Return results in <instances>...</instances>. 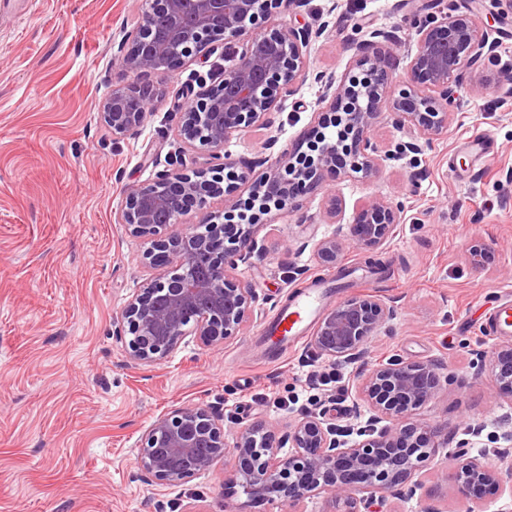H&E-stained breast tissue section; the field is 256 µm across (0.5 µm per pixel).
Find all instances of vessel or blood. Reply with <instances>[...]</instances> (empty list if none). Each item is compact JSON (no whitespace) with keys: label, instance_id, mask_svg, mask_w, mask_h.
<instances>
[{"label":"vessel or blood","instance_id":"obj_1","mask_svg":"<svg viewBox=\"0 0 512 512\" xmlns=\"http://www.w3.org/2000/svg\"><path fill=\"white\" fill-rule=\"evenodd\" d=\"M334 292L326 284H315L298 292L262 329L261 344H275L278 354L297 345ZM490 330L498 336L512 335V297L496 307L488 319Z\"/></svg>","mask_w":512,"mask_h":512}]
</instances>
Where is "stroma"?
Here are the masks:
<instances>
[{
    "label": "stroma",
    "mask_w": 512,
    "mask_h": 512,
    "mask_svg": "<svg viewBox=\"0 0 512 512\" xmlns=\"http://www.w3.org/2000/svg\"><path fill=\"white\" fill-rule=\"evenodd\" d=\"M142 13L143 0H16L0 9V512H278L226 495L230 457L176 486L137 480L140 438L158 416L188 403L222 409L229 442L253 422L284 429L307 411L325 413L340 430L365 425L368 407L335 404L324 392L303 397L307 365H329L310 342L274 361L253 339L300 289L374 258L384 263L376 282L338 293L374 295L396 310L371 337L367 367L436 363L447 381L418 419L447 425L453 443L468 426L483 425L471 454L496 465L490 449L504 443L500 422L512 420V400L496 395L475 360L499 345L487 320L512 293V182L505 179L512 99L501 89L512 63V14L494 23L497 60L472 73V96L418 166L385 160L370 177H338L301 210L264 225L262 259L237 271L259 297L240 335L215 351L189 337L161 363L142 365L126 358L112 318L158 271L115 212L125 188L154 179L173 153L185 172L212 166L207 149H180L177 103L199 77L223 72L236 56L235 47L220 48L150 77L152 115L138 132L113 138L101 105L132 79L116 53ZM411 18L408 0H305L298 13L278 16L282 26L326 25L308 51L311 77L275 113L272 128L232 136L226 154L257 176L270 135L283 149L318 134L326 105L313 74L342 80L367 31L403 37ZM476 136L493 149L472 168L461 146ZM333 196L341 204L336 224L351 223L368 198L402 202L396 236L375 253L350 250L337 267L320 266L315 245L336 224L319 215ZM477 243L490 248L481 267L468 260ZM274 393L298 403L276 409ZM447 474L442 454L417 473V494L389 500L388 512H512L506 493L478 505L459 499Z\"/></svg>",
    "instance_id": "1"
}]
</instances>
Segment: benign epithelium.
Instances as JSON below:
<instances>
[{
  "mask_svg": "<svg viewBox=\"0 0 512 512\" xmlns=\"http://www.w3.org/2000/svg\"><path fill=\"white\" fill-rule=\"evenodd\" d=\"M485 15L512 11V0H480ZM304 0H145L141 23L124 32L118 59L135 76L172 71L182 62L219 45L240 44L236 62L212 86L192 94L179 112L177 140L185 148L205 147L220 166L186 173L178 159L151 182L126 188L115 223L147 244L143 258L167 272L131 295L112 323L127 358L157 364L187 336L215 349L240 333L259 297L236 277L241 264L262 258L256 232L272 211L298 209L319 190L326 177L354 172L368 175L385 158L413 155L448 129L466 89L463 72L495 57L492 26L457 10L446 0L434 12H414L407 43L391 39L392 48L407 46L410 62L403 86L389 91L392 54L357 45L356 72L333 84L325 74L314 80L333 89L322 125L336 137L320 135L307 150H283L258 163L266 172L251 183L247 197L233 195L245 179L238 164L224 154L234 134L254 126H272L280 110L307 77L306 53L327 25L283 27L271 18ZM154 105L151 89L133 82L112 91L103 102L102 119L119 139L141 128ZM387 119L411 137L387 148L372 135ZM201 210L197 224L184 225L188 206ZM403 205L374 198L362 205L353 223L316 244L317 262L333 268L349 248L374 251L397 231ZM395 315L394 306L375 295L353 296L331 308L313 336L315 351L329 359L364 361L368 344ZM488 370L497 393L512 399V343L494 348ZM442 373L429 362L395 359L358 375L357 400L372 417L364 439L348 442L319 412H309L281 432L271 423L250 425L233 450L224 441V414L201 405H184L155 419L140 439L137 477L152 485L180 484L232 452L235 464L224 470V486L250 500L293 508L324 495L339 512H371L386 495L411 497L419 485L409 483L448 447L435 426L415 419L434 398ZM290 447L288 453L282 448ZM470 442L451 452L450 480L458 498L478 504L487 497L512 493V448H494L507 463L487 466L469 455Z\"/></svg>",
  "mask_w": 512,
  "mask_h": 512,
  "instance_id": "obj_1",
  "label": "benign epithelium"
}]
</instances>
